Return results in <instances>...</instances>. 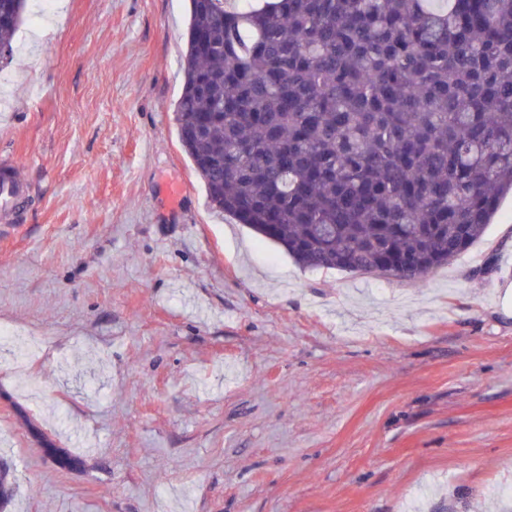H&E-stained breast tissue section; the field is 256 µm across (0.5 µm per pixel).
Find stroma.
Returning <instances> with one entry per match:
<instances>
[{
    "instance_id": "stroma-1",
    "label": "stroma",
    "mask_w": 512,
    "mask_h": 512,
    "mask_svg": "<svg viewBox=\"0 0 512 512\" xmlns=\"http://www.w3.org/2000/svg\"><path fill=\"white\" fill-rule=\"evenodd\" d=\"M189 8L29 0L0 68L29 191L0 214V326L30 353L0 352L5 512H491L512 195L424 280L299 266L209 207L179 143Z\"/></svg>"
}]
</instances>
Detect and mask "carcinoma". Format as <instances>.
I'll return each mask as SVG.
<instances>
[{
	"instance_id": "obj_1",
	"label": "carcinoma",
	"mask_w": 512,
	"mask_h": 512,
	"mask_svg": "<svg viewBox=\"0 0 512 512\" xmlns=\"http://www.w3.org/2000/svg\"><path fill=\"white\" fill-rule=\"evenodd\" d=\"M182 72L209 205L304 268L422 279L512 190V0H190Z\"/></svg>"
}]
</instances>
